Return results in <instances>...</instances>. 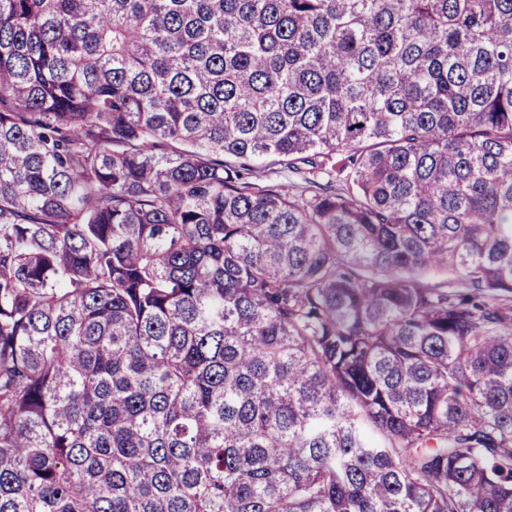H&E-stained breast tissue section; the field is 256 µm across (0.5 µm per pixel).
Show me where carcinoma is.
<instances>
[{"label": "carcinoma", "instance_id": "1", "mask_svg": "<svg viewBox=\"0 0 512 512\" xmlns=\"http://www.w3.org/2000/svg\"><path fill=\"white\" fill-rule=\"evenodd\" d=\"M510 298L512 0H0V512H512Z\"/></svg>", "mask_w": 512, "mask_h": 512}]
</instances>
